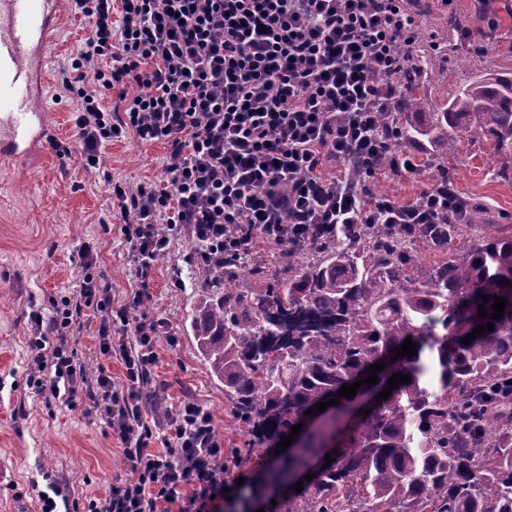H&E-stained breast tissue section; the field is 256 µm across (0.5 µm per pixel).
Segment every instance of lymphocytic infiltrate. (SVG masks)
Wrapping results in <instances>:
<instances>
[{"mask_svg":"<svg viewBox=\"0 0 512 512\" xmlns=\"http://www.w3.org/2000/svg\"><path fill=\"white\" fill-rule=\"evenodd\" d=\"M89 33L64 63L79 99L73 123L86 167L105 144L129 136L167 149L162 187L112 186L128 224L127 257L142 286L172 236L189 233L193 266L226 269L251 254L253 238L295 246L315 230L347 224H439L461 211L453 187L430 185L399 203L375 199L384 170L415 174L413 155L377 130L393 105L390 78L418 51L409 0H72ZM82 249L76 309L99 316V352L124 361L126 384L105 368L88 375L65 346L50 349L51 379L38 394L93 387L124 445L131 474L90 512H224L240 496L219 462L213 416L192 401H138L158 360L167 323L137 317L143 294L122 305ZM74 308V309H75ZM165 450L149 451L153 439Z\"/></svg>","mask_w":512,"mask_h":512,"instance_id":"f902f5d3","label":"lymphocytic infiltrate"}]
</instances>
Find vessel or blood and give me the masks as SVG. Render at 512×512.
I'll return each instance as SVG.
<instances>
[{
  "mask_svg": "<svg viewBox=\"0 0 512 512\" xmlns=\"http://www.w3.org/2000/svg\"><path fill=\"white\" fill-rule=\"evenodd\" d=\"M63 0H0V158L30 162L52 135L36 108L51 74L45 66Z\"/></svg>",
  "mask_w": 512,
  "mask_h": 512,
  "instance_id": "b4317fda",
  "label": "vessel or blood"
}]
</instances>
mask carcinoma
<instances>
[{"mask_svg": "<svg viewBox=\"0 0 512 512\" xmlns=\"http://www.w3.org/2000/svg\"><path fill=\"white\" fill-rule=\"evenodd\" d=\"M411 83L383 125L395 146L425 138L455 157L461 139H489L512 157V79L487 72L456 87L448 107L414 126L403 111L422 105ZM469 247L454 251L457 239ZM444 260L426 270L422 251ZM288 277L251 288L233 266L197 269L200 299L190 330L211 376L247 436L246 459L283 440L314 405L348 398L339 389L402 373L410 382L365 415L334 461L288 499L287 512H512V236L469 221L353 226L313 247L279 256ZM489 297L483 301V297ZM508 299L500 319L495 297ZM494 323L466 345L462 339ZM412 356L392 360L406 339ZM331 419L304 435L272 470L291 481L333 436Z\"/></svg>", "mask_w": 512, "mask_h": 512, "instance_id": "1", "label": "carcinoma"}]
</instances>
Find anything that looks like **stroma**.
Returning a JSON list of instances; mask_svg holds the SVG:
<instances>
[{"label":"stroma","mask_w":512,"mask_h":512,"mask_svg":"<svg viewBox=\"0 0 512 512\" xmlns=\"http://www.w3.org/2000/svg\"><path fill=\"white\" fill-rule=\"evenodd\" d=\"M498 44L479 50V0H418V32L428 37L444 33L439 46L440 68L421 79L423 112L409 113L406 122L420 124L425 113L441 111L452 90L445 71L456 70L457 82L497 71L512 77V0H497ZM471 28L470 40L460 32ZM87 32L80 16L65 12L50 54L52 83L42 106L59 113L60 127L43 147L39 163L0 164V512H42L40 495L56 489L71 512H87L91 499L123 482L131 463L122 444L93 406L86 393L74 399L46 400L34 393L28 379L34 375L36 348L31 345L32 319L44 323L56 317L55 304L79 294L80 250L92 246L97 269L123 302L138 281L127 260L120 231L123 219L112 207L111 185L158 184L166 148L159 142L131 137L105 146L99 170L89 171L74 152L71 115L77 101L61 83L60 69L76 53ZM490 144L461 142L448 169L456 190L475 202V224L512 233V181L496 178L487 161ZM436 166L421 165L417 176L384 171L375 181L377 195L398 201L414 199L437 175ZM192 241L179 234L165 256L157 260L152 280L138 314L168 323L174 343L160 342L159 361L142 393L143 402L160 398L168 405L193 399L208 409L215 433L224 440L228 470H241L251 487L246 499L226 502L224 512H284L290 489L271 483L256 464L239 465L246 443L238 422L224 400V386L214 380L189 331L188 316L199 299L196 274L186 259ZM181 285H174V276ZM99 320L91 312L72 315L59 335L67 350L89 371L105 365L116 384L125 369L116 359L103 360L98 348Z\"/></svg>","instance_id":"obj_1"}]
</instances>
